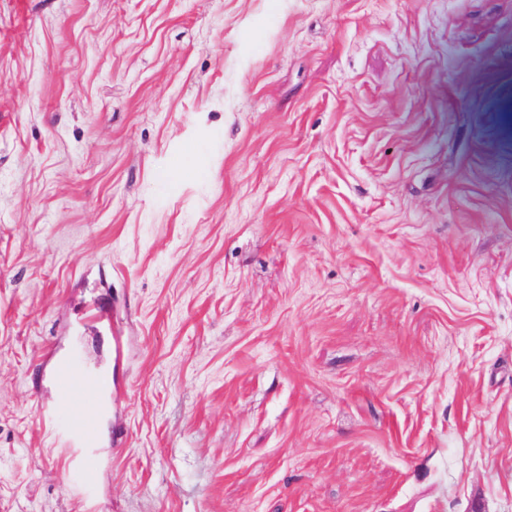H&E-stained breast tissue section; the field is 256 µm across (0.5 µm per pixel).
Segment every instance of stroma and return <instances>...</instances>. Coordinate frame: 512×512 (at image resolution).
Segmentation results:
<instances>
[{
  "mask_svg": "<svg viewBox=\"0 0 512 512\" xmlns=\"http://www.w3.org/2000/svg\"><path fill=\"white\" fill-rule=\"evenodd\" d=\"M0 512H512V0H0ZM99 392V379L73 357L58 366L54 395L43 399L39 407L52 445L68 453L67 473L85 503L95 498L97 490L98 461L90 448L97 441Z\"/></svg>",
  "mask_w": 512,
  "mask_h": 512,
  "instance_id": "stroma-1",
  "label": "stroma"
}]
</instances>
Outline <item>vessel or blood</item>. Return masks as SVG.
Here are the masks:
<instances>
[{"label": "vessel or blood", "mask_w": 512, "mask_h": 512, "mask_svg": "<svg viewBox=\"0 0 512 512\" xmlns=\"http://www.w3.org/2000/svg\"><path fill=\"white\" fill-rule=\"evenodd\" d=\"M99 392V379L74 357L58 366L55 392L39 407L53 444L67 452V473L85 502L92 501L97 490L98 461L92 448Z\"/></svg>", "instance_id": "1"}]
</instances>
